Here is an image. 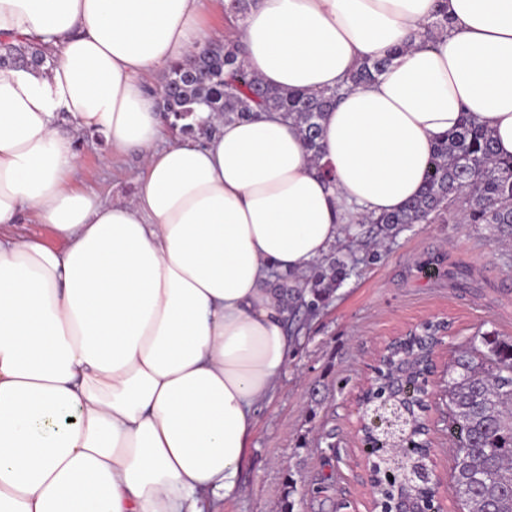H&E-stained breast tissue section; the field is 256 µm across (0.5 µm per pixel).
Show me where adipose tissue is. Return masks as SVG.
<instances>
[{
  "mask_svg": "<svg viewBox=\"0 0 512 512\" xmlns=\"http://www.w3.org/2000/svg\"><path fill=\"white\" fill-rule=\"evenodd\" d=\"M209 3L0 0V40L52 53L0 67V512H217L297 344L276 276L417 195L462 111L512 156V0H255L229 36L269 86L395 54L322 122L331 184L278 112L169 135L145 80L213 43ZM80 133L140 155L131 200L74 187Z\"/></svg>",
  "mask_w": 512,
  "mask_h": 512,
  "instance_id": "ef3b65f1",
  "label": "adipose tissue"
}]
</instances>
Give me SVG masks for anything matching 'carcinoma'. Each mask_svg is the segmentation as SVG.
<instances>
[{"mask_svg": "<svg viewBox=\"0 0 512 512\" xmlns=\"http://www.w3.org/2000/svg\"><path fill=\"white\" fill-rule=\"evenodd\" d=\"M448 14L437 12L427 25L429 40L448 29ZM396 52L364 61L349 78L351 88L375 81ZM47 54L33 42L0 46V65L42 63ZM159 106L172 129L186 137L213 130L207 112L227 121L252 118L262 112H280L299 128L319 172L330 181L333 173L321 159V120L336 104L338 89L316 94L270 87L247 70L237 45H215L186 64H175L163 75L157 92ZM485 225L496 244L512 242V157L494 150L489 130L465 117L433 150L425 185L402 209L376 217L351 218L343 242L305 278L306 290L288 286L289 329L296 333V317H316L334 289L356 275L359 266L381 257L385 241L410 224L447 223ZM440 326L431 324L410 342H399L381 370L377 386L392 391L395 379L419 388L416 360L431 349L429 337ZM445 430L452 447L451 487L463 512H512V337L484 331L468 340L448 368Z\"/></svg>", "mask_w": 512, "mask_h": 512, "instance_id": "1", "label": "carcinoma"}]
</instances>
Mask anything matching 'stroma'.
<instances>
[{"label":"stroma","mask_w":512,"mask_h":512,"mask_svg":"<svg viewBox=\"0 0 512 512\" xmlns=\"http://www.w3.org/2000/svg\"><path fill=\"white\" fill-rule=\"evenodd\" d=\"M79 186L101 197L128 195L137 157L105 164L100 141L79 136ZM450 325L449 346L477 332L512 337V247L484 226L412 224L388 242L382 260L361 267L298 338L273 400L256 423L241 495L221 512H365L362 453L352 431L363 382L388 337L429 318Z\"/></svg>","instance_id":"1"}]
</instances>
